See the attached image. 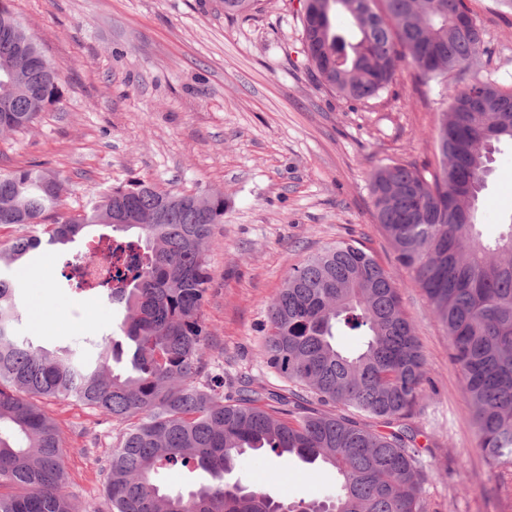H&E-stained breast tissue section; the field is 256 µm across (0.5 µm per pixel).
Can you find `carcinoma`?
<instances>
[{
    "label": "carcinoma",
    "instance_id": "cac0c4a2",
    "mask_svg": "<svg viewBox=\"0 0 512 512\" xmlns=\"http://www.w3.org/2000/svg\"><path fill=\"white\" fill-rule=\"evenodd\" d=\"M305 0L304 52L322 85L354 100L378 96L400 63L442 88L439 166L425 174L396 162L369 175L375 217L398 261L414 274L448 333L450 357L463 376L477 447L504 487L512 476V216L493 243L476 231L479 194L497 145L512 143V89L472 69L486 50L467 0ZM350 27L333 25L337 14ZM0 37L3 65L17 75L0 93V131L20 132L59 102L58 80L30 93L31 64ZM496 90L495 112L463 104ZM66 188L37 165L0 173V225L44 224L46 237H20L0 252V512H77L64 492L60 434L41 406L64 397L107 413L121 425L105 493L112 512H423L425 467L407 423L425 396L423 358L402 309L399 287L360 242L344 240L292 269L268 307L267 365L307 397L245 384L224 397L196 381L209 332L201 318L211 280L204 246L224 223V197H201L141 180L62 212ZM112 228V277L95 283L124 305L121 333L132 346L130 370L111 368L118 341L88 336L53 352L18 335L19 286L12 265L37 250L75 240L86 228ZM362 337L355 352L336 337ZM377 419L379 433L359 421ZM317 461L336 472V499L285 504L226 481L248 451ZM208 472L213 483L166 492L159 471L176 463Z\"/></svg>",
    "mask_w": 512,
    "mask_h": 512
}]
</instances>
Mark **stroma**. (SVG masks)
I'll return each mask as SVG.
<instances>
[{"label":"stroma","mask_w":512,"mask_h":512,"mask_svg":"<svg viewBox=\"0 0 512 512\" xmlns=\"http://www.w3.org/2000/svg\"><path fill=\"white\" fill-rule=\"evenodd\" d=\"M303 0H260L228 17L223 0H15L48 60L60 101L29 130L0 134V173L40 163L65 180V212L134 179L224 198L206 245L211 283L202 307L210 333L200 381L235 396L240 380L283 381L264 358L268 303L291 269L336 242L371 250L396 281L434 390L411 424L425 464L424 512H512L477 448L463 378L448 336L374 218L368 175L392 161L437 166L439 83L409 65L369 100L319 85L302 44ZM488 52L482 73L512 88V10L469 0ZM477 230L498 235L512 216V146L494 155ZM94 226L55 251L31 253L21 272L19 332L46 349L112 331L122 310L65 285L67 264L88 251ZM61 436L65 490L79 512H109L108 461L120 428L71 398H48ZM322 464L248 453L228 476L286 502L324 499L336 485Z\"/></svg>","instance_id":"obj_1"}]
</instances>
